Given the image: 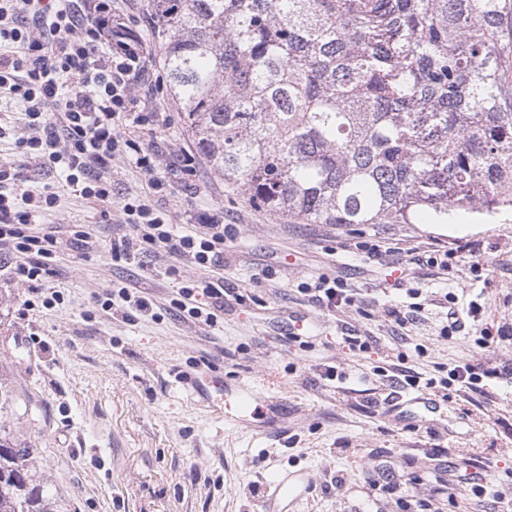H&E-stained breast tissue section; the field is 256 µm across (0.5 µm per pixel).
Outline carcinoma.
Segmentation results:
<instances>
[{
  "mask_svg": "<svg viewBox=\"0 0 512 512\" xmlns=\"http://www.w3.org/2000/svg\"><path fill=\"white\" fill-rule=\"evenodd\" d=\"M215 177L305 224L512 208V0H151ZM0 427V512H65Z\"/></svg>",
  "mask_w": 512,
  "mask_h": 512,
  "instance_id": "obj_1",
  "label": "carcinoma"
}]
</instances>
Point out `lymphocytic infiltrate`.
Returning <instances> with one entry per match:
<instances>
[{
  "instance_id": "obj_1",
  "label": "lymphocytic infiltrate",
  "mask_w": 512,
  "mask_h": 512,
  "mask_svg": "<svg viewBox=\"0 0 512 512\" xmlns=\"http://www.w3.org/2000/svg\"><path fill=\"white\" fill-rule=\"evenodd\" d=\"M149 58L146 43L113 17L112 0H0V91L25 115L23 127L0 126V140L12 139L37 168L62 174L71 192L104 218L112 211V159L127 158L149 173L146 190L123 200L128 231L112 257L129 264L162 250L171 261L187 260L207 271L205 281L180 286L171 304L183 319L214 327L226 304L244 299L224 284L231 227L212 214L204 233L184 232L168 210L151 202L168 185L155 177L156 153L141 135L155 118L139 111L133 94V80L147 71ZM58 202L51 186L16 184L11 164H0V251L15 256L11 275L42 295L46 306L60 300L59 291L42 294L53 255L65 246L84 255L98 243L86 224L64 242L39 228L38 217ZM298 290L329 310L354 303L331 273Z\"/></svg>"
}]
</instances>
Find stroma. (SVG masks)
I'll return each instance as SVG.
<instances>
[{"mask_svg": "<svg viewBox=\"0 0 512 512\" xmlns=\"http://www.w3.org/2000/svg\"><path fill=\"white\" fill-rule=\"evenodd\" d=\"M149 3L114 0L112 10L158 59ZM152 72L134 88L166 118L156 129V173L171 184L165 203L186 229L200 228L203 210L223 211L234 228L224 275L245 300L225 308L216 327L194 324L170 305L182 282L204 279L193 263L182 261L173 275L162 253L137 265L113 261L112 244L127 231L123 200L149 179L119 157L110 219L76 198L41 219L61 232L92 225L100 242L86 256L56 261L48 285L61 292L59 304L27 306V284L11 279L10 258L0 257V373L17 398L0 425L34 448L39 475L69 512H263L262 493L280 475L300 487L288 512H512L493 494L512 471V213L489 224H304L254 206L200 161L193 181L201 193L187 195L167 164L193 143L166 87L155 84L163 67ZM371 236L399 244V253L375 259L355 250ZM467 241L475 251L458 252L449 272L417 257ZM268 269L273 279H265ZM331 272L355 295L353 306L333 313L297 291ZM122 285L143 292L153 316L103 310ZM472 303L478 313L441 337L449 310ZM390 308L416 318L397 325ZM295 320L307 345L287 340ZM350 332L369 337L368 350H350ZM464 363L490 371L479 391L406 390L376 373L395 365L439 378ZM210 364L225 383L281 399L274 422L224 420L195 395L184 378ZM330 366L332 381L324 377ZM384 460L403 475L408 502L367 483L366 472ZM466 461L486 477L484 494H439L434 466Z\"/></svg>", "mask_w": 512, "mask_h": 512, "instance_id": "35a3bbf8", "label": "stroma"}]
</instances>
